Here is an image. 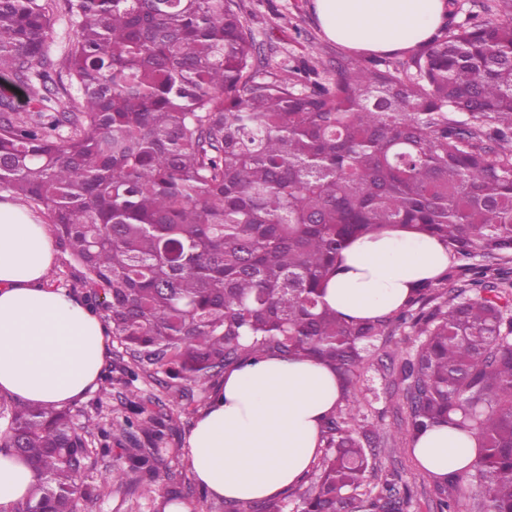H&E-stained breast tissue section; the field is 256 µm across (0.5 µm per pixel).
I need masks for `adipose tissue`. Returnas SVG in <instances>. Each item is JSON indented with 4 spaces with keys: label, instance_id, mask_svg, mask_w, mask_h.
Returning <instances> with one entry per match:
<instances>
[{
    "label": "adipose tissue",
    "instance_id": "ef3b65f1",
    "mask_svg": "<svg viewBox=\"0 0 512 512\" xmlns=\"http://www.w3.org/2000/svg\"><path fill=\"white\" fill-rule=\"evenodd\" d=\"M325 34L357 51L389 53L428 39L446 16V0H315ZM446 246L406 229L353 241L323 299L351 317L398 308L413 285L439 276ZM56 262L46 223L0 201V393L57 407L95 390L106 329L83 300L50 282ZM341 396L335 372L307 359L269 356L227 372L189 438L195 481L218 499L264 501L297 488L321 448V430ZM434 475L477 457V442L451 426L415 445ZM35 481L23 460L0 456V504L20 501Z\"/></svg>",
    "mask_w": 512,
    "mask_h": 512
}]
</instances>
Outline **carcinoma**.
I'll return each instance as SVG.
<instances>
[{
    "label": "carcinoma",
    "instance_id": "1",
    "mask_svg": "<svg viewBox=\"0 0 512 512\" xmlns=\"http://www.w3.org/2000/svg\"><path fill=\"white\" fill-rule=\"evenodd\" d=\"M499 2L407 62L272 72L237 0H0V68L40 103L55 13L74 27L55 73L77 94L34 117L0 99V191L52 224L119 346L105 388L162 374L197 413L205 386L248 362L324 363L343 395L294 512H407L410 489L376 452L390 436L356 397L374 342L407 329L413 347L391 352L397 438L448 424L478 441L472 465L431 476L437 512L473 490L474 512H512V0ZM390 226L445 243L453 265L396 311L348 320L321 289L349 241ZM176 422L130 399L106 429L0 396V454L36 474L0 512H76L114 492H157L155 512L184 503ZM111 454L110 482L77 483Z\"/></svg>",
    "mask_w": 512,
    "mask_h": 512
}]
</instances>
